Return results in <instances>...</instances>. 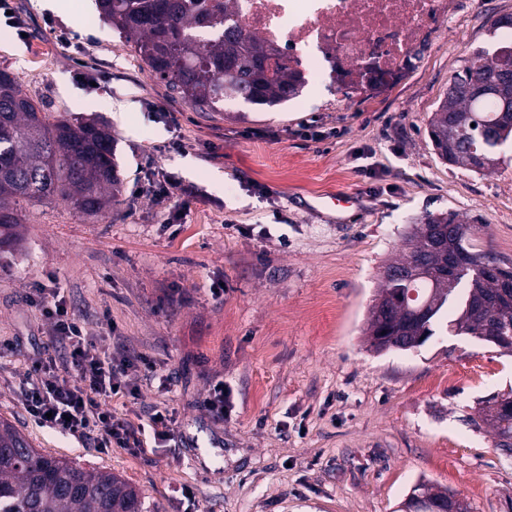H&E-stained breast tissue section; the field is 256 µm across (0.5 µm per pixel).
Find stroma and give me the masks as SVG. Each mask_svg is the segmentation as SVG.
Listing matches in <instances>:
<instances>
[{
    "label": "stroma",
    "instance_id": "35a3bbf8",
    "mask_svg": "<svg viewBox=\"0 0 512 512\" xmlns=\"http://www.w3.org/2000/svg\"><path fill=\"white\" fill-rule=\"evenodd\" d=\"M75 2L64 13L10 0L0 70L46 111L108 124L124 190L98 219L20 203L19 237L0 248V340L15 345L0 361V419L41 453L121 476L152 512H397L423 478L471 512H512V457L467 422L512 390V356L446 332L376 354L363 334L382 267L426 214L459 213L482 249L512 261V144L481 175L443 162L427 133L464 59L512 44V28H491L512 0H453L397 86L309 81L279 109L228 100L220 112L172 94L95 0ZM81 60L95 85L76 78ZM101 99L110 108L89 110ZM158 170L197 191L180 218L134 193ZM344 192L358 195L359 222L310 207ZM51 278L92 326L111 317L114 335L173 373L172 393L145 383L137 403L114 404L132 420L173 411L165 446L102 451L29 418L23 373L47 336L28 293ZM218 380L232 400L221 421L200 405Z\"/></svg>",
    "mask_w": 512,
    "mask_h": 512
}]
</instances>
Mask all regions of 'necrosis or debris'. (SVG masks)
<instances>
[{
  "label": "necrosis or debris",
  "mask_w": 512,
  "mask_h": 512,
  "mask_svg": "<svg viewBox=\"0 0 512 512\" xmlns=\"http://www.w3.org/2000/svg\"><path fill=\"white\" fill-rule=\"evenodd\" d=\"M448 19L449 0H232L230 16L288 66L365 91L397 84Z\"/></svg>",
  "instance_id": "1"
}]
</instances>
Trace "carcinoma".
I'll list each match as a JSON object with an SVG mask.
<instances>
[{"label":"carcinoma","mask_w":512,"mask_h":512,"mask_svg":"<svg viewBox=\"0 0 512 512\" xmlns=\"http://www.w3.org/2000/svg\"><path fill=\"white\" fill-rule=\"evenodd\" d=\"M98 5L150 73L199 112H220L227 99L272 109L304 87L302 72L281 62L276 49L224 31L226 6L220 0H98ZM494 58L482 50L465 59L428 122L429 139L442 160L483 175L497 168L512 125L494 100L476 97L463 82ZM113 143L104 124L44 111L0 70V244L15 238L22 202L57 198L83 217L108 215L123 191ZM478 232L455 212L429 214L410 225L405 253L385 266V272L405 277L381 279L369 309V350L420 348L443 324L496 347L512 336V292L504 299L498 277L483 266L486 258H500L480 248ZM470 422L487 424L495 448L512 456V400L489 398ZM417 487L426 494L415 512H442L448 492L425 481ZM0 512L148 510L140 490L122 477L42 454L1 419Z\"/></svg>","instance_id":"cac0c4a2"}]
</instances>
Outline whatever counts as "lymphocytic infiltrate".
Wrapping results in <instances>:
<instances>
[{
  "instance_id": "lymphocytic-infiltrate-1",
  "label": "lymphocytic infiltrate",
  "mask_w": 512,
  "mask_h": 512,
  "mask_svg": "<svg viewBox=\"0 0 512 512\" xmlns=\"http://www.w3.org/2000/svg\"><path fill=\"white\" fill-rule=\"evenodd\" d=\"M143 191L173 214L189 206L188 188L163 171L154 172ZM29 301L41 312L49 337L26 370L20 393L34 422L96 448H124L136 455L146 451L145 432H152L158 443L172 439L169 409L152 408L147 422L136 424L112 408L113 400L138 399L143 380L171 390L172 375L159 374L154 360L120 340L98 344L85 316L67 303L59 288L37 284Z\"/></svg>"
}]
</instances>
